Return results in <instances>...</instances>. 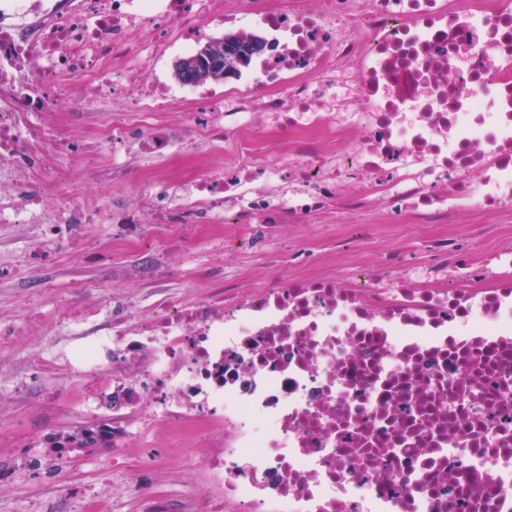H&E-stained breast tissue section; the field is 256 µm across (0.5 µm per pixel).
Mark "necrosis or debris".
<instances>
[{
    "label": "necrosis or debris",
    "instance_id": "necrosis-or-debris-1",
    "mask_svg": "<svg viewBox=\"0 0 512 512\" xmlns=\"http://www.w3.org/2000/svg\"><path fill=\"white\" fill-rule=\"evenodd\" d=\"M222 26L266 45L236 74L244 93L189 99L158 73L160 52ZM344 98L330 93L335 83ZM118 102L128 118L73 138L47 98ZM196 111H187L188 101ZM183 113L184 134L162 129ZM289 130L294 158L257 156ZM237 135L239 168L181 178V202L139 196L123 223L303 222L367 176L389 221L455 224L466 203L512 210V0H0V224L79 229L100 212L56 203L90 153L127 158ZM56 164H48L49 156ZM362 288L276 280L236 294L164 301L148 323L68 310L62 370L110 447L129 424L164 425L191 449L212 512H512V252L473 266L432 245L429 285Z\"/></svg>",
    "mask_w": 512,
    "mask_h": 512
}]
</instances>
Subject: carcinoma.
Returning a JSON list of instances; mask_svg holds the SVG:
<instances>
[{
  "label": "carcinoma",
  "mask_w": 512,
  "mask_h": 512,
  "mask_svg": "<svg viewBox=\"0 0 512 512\" xmlns=\"http://www.w3.org/2000/svg\"><path fill=\"white\" fill-rule=\"evenodd\" d=\"M257 43L259 40L255 38L248 42L236 38L232 44L228 43L225 36L211 39L196 52L183 58L182 67L176 71L175 76L194 85L220 81L248 65L250 56L247 52Z\"/></svg>",
  "instance_id": "carcinoma-1"
}]
</instances>
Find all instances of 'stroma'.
<instances>
[{
	"label": "stroma",
	"mask_w": 512,
	"mask_h": 512,
	"mask_svg": "<svg viewBox=\"0 0 512 512\" xmlns=\"http://www.w3.org/2000/svg\"><path fill=\"white\" fill-rule=\"evenodd\" d=\"M102 162L94 154L75 169L82 202L116 214L148 190L163 205L176 204L180 191L166 180L167 158L135 151L128 173L108 184L89 176ZM448 235L479 262L485 250L512 242V216L490 234L471 209L455 224H391L342 207L303 224L276 225L260 240L243 224H193L185 237L162 240L149 224L131 225L127 238L117 239L104 221L85 225L77 242L64 232L41 240L36 224H0V469L8 473L0 480V512H76L84 490L111 499L112 512H153L165 500L178 512L209 507L202 449L176 452L178 437L166 430L130 432L117 453L104 446L52 452L54 439L78 435L88 424L80 403L62 400L63 381L48 369L70 348L59 327L64 305L105 299L118 315L132 302L137 318L147 321L160 300L205 299L215 270L243 292L288 274L339 275L358 288L392 253L420 275L431 241ZM38 241L43 257L34 265L29 254ZM116 454L135 475L120 494L107 481Z\"/></svg>",
	"instance_id": "obj_1"
}]
</instances>
